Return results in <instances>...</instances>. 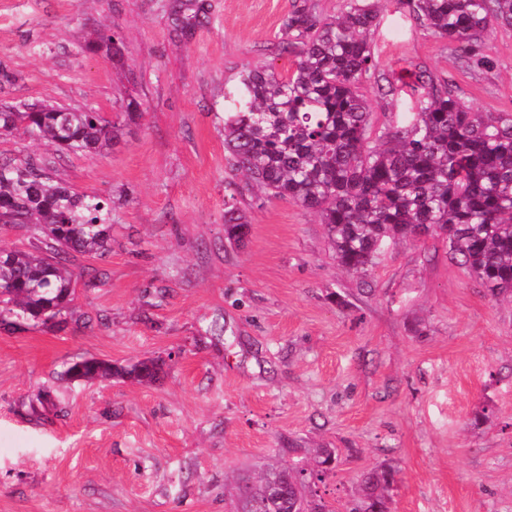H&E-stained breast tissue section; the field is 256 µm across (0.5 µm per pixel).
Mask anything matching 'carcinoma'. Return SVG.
<instances>
[{"label":"carcinoma","instance_id":"obj_1","mask_svg":"<svg viewBox=\"0 0 512 512\" xmlns=\"http://www.w3.org/2000/svg\"><path fill=\"white\" fill-rule=\"evenodd\" d=\"M428 28L465 51L486 44L494 25H512V0H408ZM211 0H170L171 32L189 43L212 15ZM375 5L345 0L341 16L322 17L300 0L282 22V50L296 52L293 70L281 75L266 64L244 67L223 107L224 147L245 189L289 199L319 213L336 258L364 272L387 237L441 232L448 253L493 298L512 295V114L475 112L448 87L417 79L416 111L374 129L360 83L377 61L369 35ZM106 49L124 61L126 47L101 31L80 51ZM142 103L122 101L121 116L143 117ZM23 130L56 154L95 155L112 149L119 125L94 108L39 101L0 105V136ZM55 157L0 160V224H30L27 250L0 247V328L34 322L79 323L72 309L74 253L101 256L112 247V199L84 195L54 177ZM245 216L227 204L224 233L239 240ZM152 363L127 366L94 359L70 365L63 376L151 379ZM288 465L240 479L236 512H334L317 494L335 470L334 448L288 449ZM397 470L367 471L347 512H390Z\"/></svg>","mask_w":512,"mask_h":512}]
</instances>
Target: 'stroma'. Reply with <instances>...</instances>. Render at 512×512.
<instances>
[{
  "label": "stroma",
  "instance_id": "stroma-1",
  "mask_svg": "<svg viewBox=\"0 0 512 512\" xmlns=\"http://www.w3.org/2000/svg\"><path fill=\"white\" fill-rule=\"evenodd\" d=\"M211 2L186 45L169 0H0V68L17 77L0 99L146 108L112 150L56 160L72 190L111 198L112 250L70 262L89 324L0 329V512H234L238 479L290 446L338 449L319 489L337 512L385 462L391 512H512V298L487 296L441 237L387 240L354 273L315 211L232 197L224 95L246 65L292 68L278 42L293 0ZM376 8L362 91L377 122L414 111L421 71L512 113V26L465 64L400 0ZM101 24L129 73L78 53ZM230 200L249 221L239 243ZM87 358L158 372L62 379ZM225 205L227 207L224 210V233L229 240L239 241L243 230L248 229V222L234 203L227 202Z\"/></svg>",
  "mask_w": 512,
  "mask_h": 512
}]
</instances>
